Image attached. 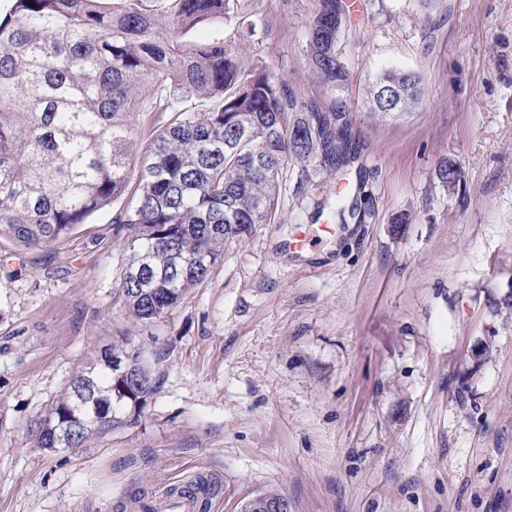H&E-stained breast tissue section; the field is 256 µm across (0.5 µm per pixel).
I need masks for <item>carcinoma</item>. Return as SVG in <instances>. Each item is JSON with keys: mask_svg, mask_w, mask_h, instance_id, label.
Here are the masks:
<instances>
[{"mask_svg": "<svg viewBox=\"0 0 512 512\" xmlns=\"http://www.w3.org/2000/svg\"><path fill=\"white\" fill-rule=\"evenodd\" d=\"M254 36L259 21L240 0H14L0 19V238L63 242L133 189L115 218L125 230L114 298L135 325L158 322L203 283L224 243L275 221L288 162L338 173L356 155L349 110L336 100L350 73L338 43L346 0H316L306 55L331 93L302 107L266 68L242 64L222 39L190 34L218 20ZM423 77L385 69L368 88V114L398 121L422 103ZM212 102L206 112L187 103ZM137 112L158 114L138 156ZM137 167L130 186V167ZM437 178L461 182L446 158ZM160 388L131 337L73 375L31 429L34 447L81 448ZM286 501L265 492L247 512Z\"/></svg>", "mask_w": 512, "mask_h": 512, "instance_id": "carcinoma-1", "label": "carcinoma"}]
</instances>
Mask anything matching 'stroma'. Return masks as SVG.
Masks as SVG:
<instances>
[{
    "mask_svg": "<svg viewBox=\"0 0 512 512\" xmlns=\"http://www.w3.org/2000/svg\"><path fill=\"white\" fill-rule=\"evenodd\" d=\"M351 3L347 181L289 163L275 223L225 245L166 318L131 326L112 299L127 197L51 248L0 238V512H139L141 493L201 473L208 512L268 491L289 512H512V0ZM244 6L265 33L197 37L266 66L299 105L328 103L306 58L314 0ZM392 66L423 75L425 101L378 123L365 91ZM301 226L319 236L297 252ZM124 332L161 382L138 419L34 447L30 425Z\"/></svg>",
    "mask_w": 512,
    "mask_h": 512,
    "instance_id": "stroma-1",
    "label": "stroma"
}]
</instances>
